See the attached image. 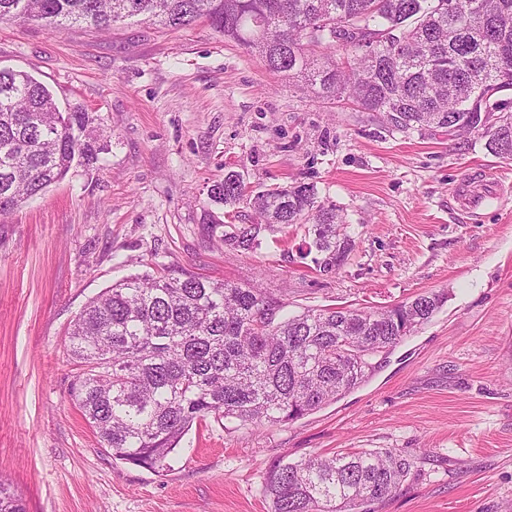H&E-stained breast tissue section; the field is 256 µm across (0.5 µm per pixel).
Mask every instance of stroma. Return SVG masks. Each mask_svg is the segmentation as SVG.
<instances>
[{"label": "stroma", "mask_w": 512, "mask_h": 512, "mask_svg": "<svg viewBox=\"0 0 512 512\" xmlns=\"http://www.w3.org/2000/svg\"><path fill=\"white\" fill-rule=\"evenodd\" d=\"M0 68L86 109L87 140L107 147L0 216V478L27 512H270L263 482L281 458L346 448L430 453L371 512H512V160L469 135L389 132L203 22L5 20ZM230 170L255 191L313 184L354 241L348 260L320 271L295 226L226 246V225L253 217L209 200ZM471 188L482 201L467 209L457 193ZM161 269L254 286L291 312L447 299L360 387L258 431L208 419L159 476L100 447L69 396L66 332L113 283Z\"/></svg>", "instance_id": "35a3bbf8"}]
</instances>
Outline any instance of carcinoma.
I'll use <instances>...</instances> for the list:
<instances>
[{
	"mask_svg": "<svg viewBox=\"0 0 512 512\" xmlns=\"http://www.w3.org/2000/svg\"><path fill=\"white\" fill-rule=\"evenodd\" d=\"M0 0L8 18L48 27L109 31L139 16L169 28L203 20L259 57L269 73L297 81L331 103L381 114L391 131L459 123L486 148L512 159V113L488 126L490 98L512 89V0ZM94 121L63 110L33 75L0 69V216L75 164L99 162L105 145L81 139ZM209 198L244 202L255 222L231 224L224 243L261 246L262 233L301 224L316 264L339 268L353 249L336 206L311 184L247 193L236 171ZM443 296L422 293L385 309L326 307L280 318L284 302L261 288L193 273L133 275L93 298L70 325L67 350L79 365L71 398L113 458L158 475L193 427L234 419L260 429L297 420L355 389L372 355L428 322ZM414 460L373 448L280 460L263 494L271 512H356L390 497ZM0 512H26L0 481Z\"/></svg>",
	"mask_w": 512,
	"mask_h": 512,
	"instance_id": "carcinoma-1",
	"label": "carcinoma"
}]
</instances>
